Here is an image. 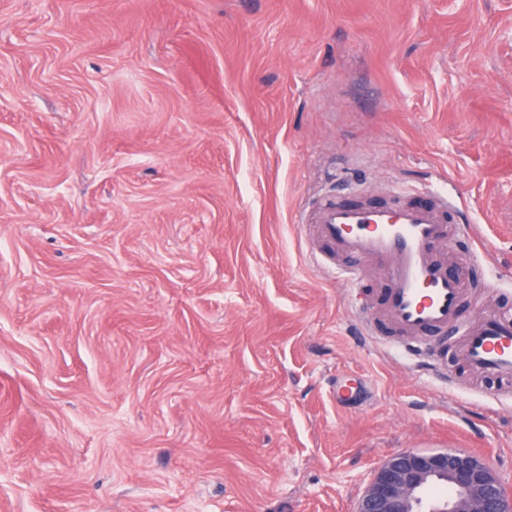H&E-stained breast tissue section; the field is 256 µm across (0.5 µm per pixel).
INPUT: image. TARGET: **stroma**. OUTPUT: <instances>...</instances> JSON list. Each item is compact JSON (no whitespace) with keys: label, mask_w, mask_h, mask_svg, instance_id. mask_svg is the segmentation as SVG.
I'll return each mask as SVG.
<instances>
[{"label":"stroma","mask_w":512,"mask_h":512,"mask_svg":"<svg viewBox=\"0 0 512 512\" xmlns=\"http://www.w3.org/2000/svg\"><path fill=\"white\" fill-rule=\"evenodd\" d=\"M433 184L512 305V0H0V512H355L407 449L512 496V381L311 257Z\"/></svg>","instance_id":"stroma-1"}]
</instances>
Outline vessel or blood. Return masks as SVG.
Returning <instances> with one entry per match:
<instances>
[{
    "label": "vessel or blood",
    "mask_w": 512,
    "mask_h": 512,
    "mask_svg": "<svg viewBox=\"0 0 512 512\" xmlns=\"http://www.w3.org/2000/svg\"><path fill=\"white\" fill-rule=\"evenodd\" d=\"M460 198L430 191L427 200L402 196L382 204L325 200L315 215V233L333 252L356 258L339 277L357 287L374 268L387 272L380 317L399 334L419 339L454 331L478 376L512 378V312L479 310L473 323L459 320L466 278L448 269V254L475 262L485 252L484 236L471 224L458 223Z\"/></svg>",
    "instance_id": "b4317fda"
}]
</instances>
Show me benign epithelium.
Listing matches in <instances>:
<instances>
[{
  "label": "benign epithelium",
  "mask_w": 512,
  "mask_h": 512,
  "mask_svg": "<svg viewBox=\"0 0 512 512\" xmlns=\"http://www.w3.org/2000/svg\"><path fill=\"white\" fill-rule=\"evenodd\" d=\"M356 512H512V498L470 452L404 450L377 469Z\"/></svg>",
  "instance_id": "1"
}]
</instances>
